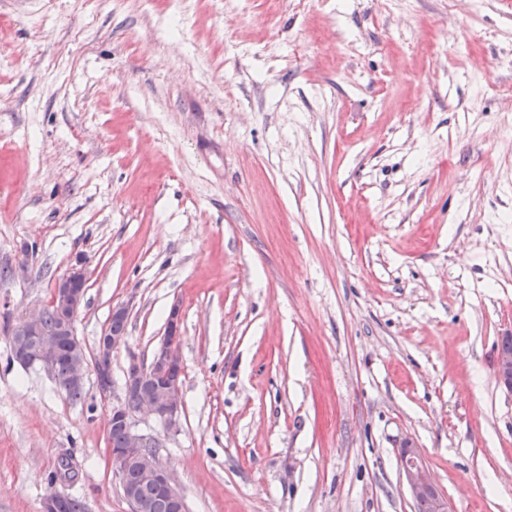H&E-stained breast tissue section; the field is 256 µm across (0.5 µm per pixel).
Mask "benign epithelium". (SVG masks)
<instances>
[{
	"label": "benign epithelium",
	"instance_id": "7a95c632",
	"mask_svg": "<svg viewBox=\"0 0 512 512\" xmlns=\"http://www.w3.org/2000/svg\"><path fill=\"white\" fill-rule=\"evenodd\" d=\"M86 268L79 263L71 266L55 280L49 299L26 311L11 329V357L25 367H42L56 374L58 362L67 366L66 376L58 385L68 392L85 387L89 371H94L99 389H111L109 371L112 354L126 343L124 333L104 330L99 337L94 363H88L84 348L77 336L76 321L82 308L87 288ZM54 311L59 320L56 335L45 334L44 322L48 311ZM181 305H172L164 336L155 348L149 363L133 361L125 375L124 397L134 396L135 407L123 402L112 407L108 423H123L127 440L123 448L109 449V456L116 464H134L174 503H184L183 495L172 474L158 461L151 438L134 432L132 419L150 417L166 428L177 425L182 406L181 384L183 362L181 358L182 333L180 328ZM497 380L512 392V350H498ZM402 476L414 501L427 506L429 512H448V501L433 481L420 454L411 446L401 453ZM72 500L51 492L41 504V512H71Z\"/></svg>",
	"mask_w": 512,
	"mask_h": 512
}]
</instances>
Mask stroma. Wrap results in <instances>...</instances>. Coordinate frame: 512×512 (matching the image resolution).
I'll use <instances>...</instances> for the list:
<instances>
[{
  "mask_svg": "<svg viewBox=\"0 0 512 512\" xmlns=\"http://www.w3.org/2000/svg\"><path fill=\"white\" fill-rule=\"evenodd\" d=\"M112 389L7 333L71 265ZM182 309L186 512H512V0H0V512H130L107 419ZM72 478L56 479L61 459ZM128 316L129 303H121L113 306L112 317L108 324L113 334L106 328L99 337L92 368L96 374L99 389L103 393H107L111 389L109 371L112 366V354L120 346L124 345L127 339L126 334L123 333L127 330V321L120 319L112 320V318H128ZM411 447L408 445L402 449V476L413 500L421 503L417 505L418 512H447V499L433 481L416 448ZM74 499V508L72 500L63 495L51 492L47 494L41 504L42 512H69L73 508V512H85V505L83 501L76 497Z\"/></svg>",
  "mask_w": 512,
  "mask_h": 512,
  "instance_id": "1",
  "label": "stroma"
}]
</instances>
